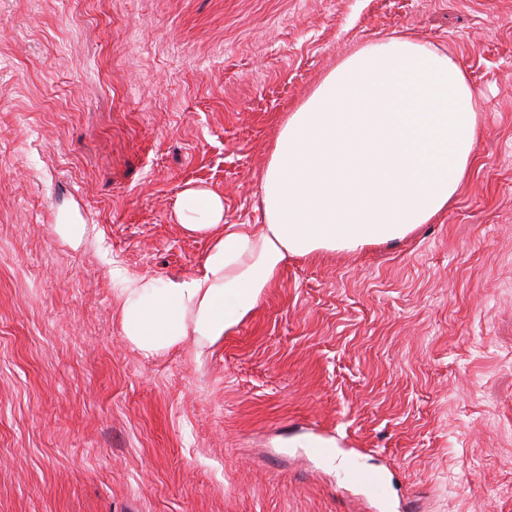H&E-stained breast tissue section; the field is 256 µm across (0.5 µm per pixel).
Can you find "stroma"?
<instances>
[{
    "label": "stroma",
    "instance_id": "obj_1",
    "mask_svg": "<svg viewBox=\"0 0 512 512\" xmlns=\"http://www.w3.org/2000/svg\"><path fill=\"white\" fill-rule=\"evenodd\" d=\"M392 35L478 99L448 210L140 353L113 269L200 270L190 186L263 223L288 112ZM311 440L388 470L382 498ZM0 512H512V0H0Z\"/></svg>",
    "mask_w": 512,
    "mask_h": 512
}]
</instances>
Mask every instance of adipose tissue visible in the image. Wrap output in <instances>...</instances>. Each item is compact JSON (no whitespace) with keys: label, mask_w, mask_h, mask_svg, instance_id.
Returning a JSON list of instances; mask_svg holds the SVG:
<instances>
[{"label":"adipose tissue","mask_w":512,"mask_h":512,"mask_svg":"<svg viewBox=\"0 0 512 512\" xmlns=\"http://www.w3.org/2000/svg\"><path fill=\"white\" fill-rule=\"evenodd\" d=\"M480 125L455 58L393 36L355 51L286 117L261 185L264 223L228 224L214 190L189 187L176 218L211 246L199 272L159 284L113 272L125 336L151 355L214 343L291 256L403 239L447 210Z\"/></svg>","instance_id":"obj_1"}]
</instances>
